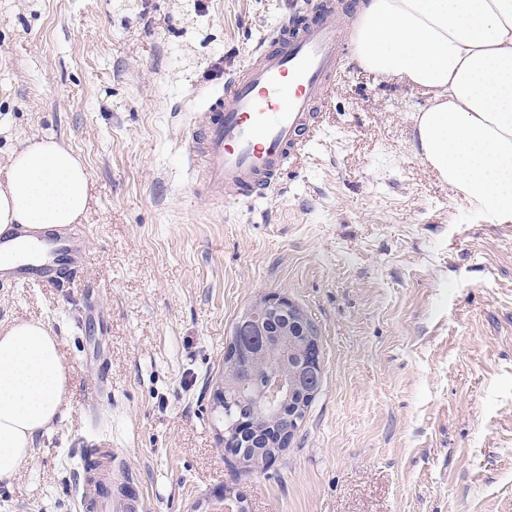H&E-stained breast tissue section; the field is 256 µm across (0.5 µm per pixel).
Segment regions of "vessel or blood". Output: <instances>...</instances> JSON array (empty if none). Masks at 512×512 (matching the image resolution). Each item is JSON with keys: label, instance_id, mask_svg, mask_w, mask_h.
I'll use <instances>...</instances> for the list:
<instances>
[{"label": "vessel or blood", "instance_id": "b4317fda", "mask_svg": "<svg viewBox=\"0 0 512 512\" xmlns=\"http://www.w3.org/2000/svg\"><path fill=\"white\" fill-rule=\"evenodd\" d=\"M346 53L336 5L326 0L310 21L288 34L272 30L243 69L198 93L185 157L202 172L209 193L259 200L279 185L288 160L319 136L318 110ZM80 240L68 227L52 236L26 227L13 238L0 237V283L53 281ZM108 481L105 472L92 473L81 506L101 512L97 488Z\"/></svg>", "mask_w": 512, "mask_h": 512}]
</instances>
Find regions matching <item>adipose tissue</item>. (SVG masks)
Instances as JSON below:
<instances>
[{"label": "adipose tissue", "instance_id": "adipose-tissue-1", "mask_svg": "<svg viewBox=\"0 0 512 512\" xmlns=\"http://www.w3.org/2000/svg\"><path fill=\"white\" fill-rule=\"evenodd\" d=\"M359 66L422 90L415 143L452 192L512 222V0H362ZM89 201L84 161L55 139L14 153L0 181V235L77 223ZM41 321L0 331V481L12 480L56 422L68 371Z\"/></svg>", "mask_w": 512, "mask_h": 512}]
</instances>
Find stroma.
Masks as SVG:
<instances>
[{
    "mask_svg": "<svg viewBox=\"0 0 512 512\" xmlns=\"http://www.w3.org/2000/svg\"><path fill=\"white\" fill-rule=\"evenodd\" d=\"M315 0H0V170L52 137L84 160L86 248L59 281L0 287V326L44 322L63 415L0 512H80L84 428L143 512H512V223L414 146L426 96L346 60L318 140L266 198L200 194L195 91ZM270 292L315 323L323 381L286 450L224 453L213 394L238 319Z\"/></svg>",
    "mask_w": 512,
    "mask_h": 512,
    "instance_id": "35a3bbf8",
    "label": "stroma"
}]
</instances>
